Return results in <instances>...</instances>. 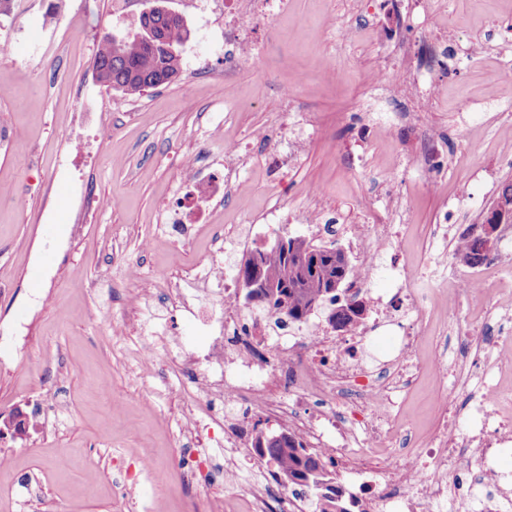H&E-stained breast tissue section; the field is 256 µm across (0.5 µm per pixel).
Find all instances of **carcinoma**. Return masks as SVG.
<instances>
[{"label":"carcinoma","mask_w":512,"mask_h":512,"mask_svg":"<svg viewBox=\"0 0 512 512\" xmlns=\"http://www.w3.org/2000/svg\"><path fill=\"white\" fill-rule=\"evenodd\" d=\"M166 38L177 44H184L189 31L184 25L158 19ZM96 58L104 67V74L98 76L119 90L128 79L130 69H135L145 77H152L163 68L168 71L180 69V59H157L146 43L136 37L122 39L120 46L102 40ZM484 252V242L474 233L462 236L456 247V255L472 259ZM255 253H250L236 267V277L248 279L250 269H255L263 288L257 293L258 303L253 308L274 318L275 325L283 327L289 323H302L309 317L308 307L312 302L326 304L335 311L338 329L350 332L360 326L363 316L356 311L358 297H347L345 289L333 295L325 294V285L333 277L345 282L351 280L355 266L340 253L320 259L318 264L283 258L281 255H268L261 263L253 265ZM262 458L272 467V475L280 472L314 470L311 483L300 486L298 493L311 497L312 512H349L343 500L341 487L335 485L332 471L322 457L308 450L303 438L295 433L286 440H270L261 449Z\"/></svg>","instance_id":"cac0c4a2"}]
</instances>
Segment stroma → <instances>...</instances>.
Listing matches in <instances>:
<instances>
[{"label": "stroma", "instance_id": "35a3bbf8", "mask_svg": "<svg viewBox=\"0 0 512 512\" xmlns=\"http://www.w3.org/2000/svg\"><path fill=\"white\" fill-rule=\"evenodd\" d=\"M149 0H11L0 15V416L37 425L26 440L0 438V512H280L265 493L268 468L251 447L252 422L212 410L208 352L219 330L198 321L214 288L191 268L221 235L230 266L314 225L359 260L349 229L388 224L380 266L417 271L434 293L413 354L419 371L395 409L419 447L460 444L473 355L441 351L452 329L479 332L473 313L512 297V247L471 270L458 239L482 223L512 184V114L500 86L512 71V0H288L272 27L245 25L253 60L226 71L224 17L202 0H169L189 31L181 73L143 94L106 89L93 61L102 37L133 35ZM439 12L438 31L427 15ZM367 31L342 42L339 25ZM446 47L439 94L383 91L380 71L425 41ZM476 45V55L466 49ZM335 59V70L324 67ZM292 89L284 97V89ZM397 121L383 134L378 98ZM236 99L248 109H233ZM285 128L288 159L264 133ZM240 142L239 178L208 198L214 232L172 245L165 222L187 186L221 175L226 141ZM113 205L98 209L94 198ZM252 220L248 242L239 227ZM141 266L139 281L125 273ZM478 273L483 288L447 297V281ZM174 329L172 355L149 364V310ZM442 358L448 380L434 360ZM456 382L449 394L448 382ZM151 456L150 477L140 459ZM67 458L68 467L57 461ZM243 465L254 481L227 486Z\"/></svg>", "mask_w": 512, "mask_h": 512}]
</instances>
